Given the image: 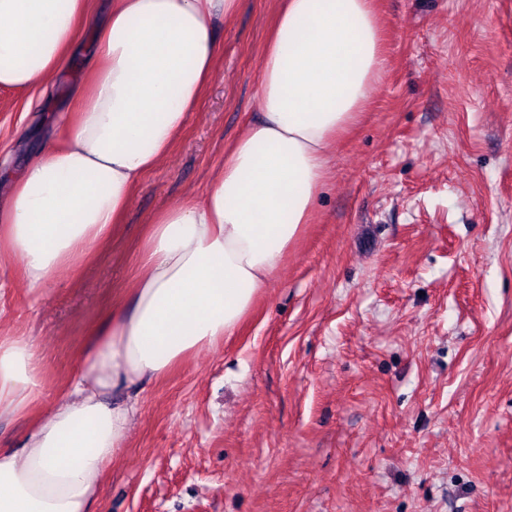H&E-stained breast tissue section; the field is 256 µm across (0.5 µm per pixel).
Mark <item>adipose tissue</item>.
Segmentation results:
<instances>
[{
	"mask_svg": "<svg viewBox=\"0 0 512 512\" xmlns=\"http://www.w3.org/2000/svg\"><path fill=\"white\" fill-rule=\"evenodd\" d=\"M238 0H0V89L49 95L74 63L78 106L23 167L0 172V263L30 288L88 254L175 147L213 79L219 19ZM386 66L373 0H279L260 64V119L204 194L147 224L142 271L112 306L66 402L0 450V512H92L135 409L107 401L232 335L300 239L331 146ZM42 357L0 336V416L23 417Z\"/></svg>",
	"mask_w": 512,
	"mask_h": 512,
	"instance_id": "ef3b65f1",
	"label": "adipose tissue"
}]
</instances>
